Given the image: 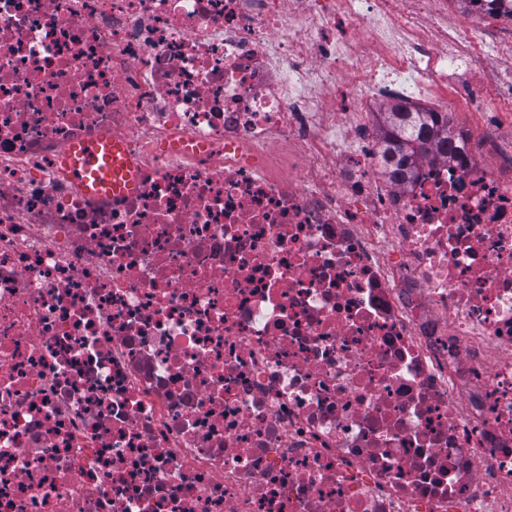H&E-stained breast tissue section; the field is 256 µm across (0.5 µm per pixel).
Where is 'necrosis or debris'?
Instances as JSON below:
<instances>
[{"label":"necrosis or debris","instance_id":"1","mask_svg":"<svg viewBox=\"0 0 512 512\" xmlns=\"http://www.w3.org/2000/svg\"><path fill=\"white\" fill-rule=\"evenodd\" d=\"M511 51L448 0H0V512H512ZM403 100L484 154L386 176ZM72 177L93 192L122 195L135 189L136 178L120 140L70 145L60 158ZM92 180L93 189L89 187Z\"/></svg>","mask_w":512,"mask_h":512}]
</instances>
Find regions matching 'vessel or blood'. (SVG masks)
I'll return each instance as SVG.
<instances>
[{
    "mask_svg": "<svg viewBox=\"0 0 512 512\" xmlns=\"http://www.w3.org/2000/svg\"><path fill=\"white\" fill-rule=\"evenodd\" d=\"M60 161L76 181L92 185L94 191L122 195L136 187L122 141L73 144L64 151Z\"/></svg>",
    "mask_w": 512,
    "mask_h": 512,
    "instance_id": "b4317fda",
    "label": "vessel or blood"
}]
</instances>
